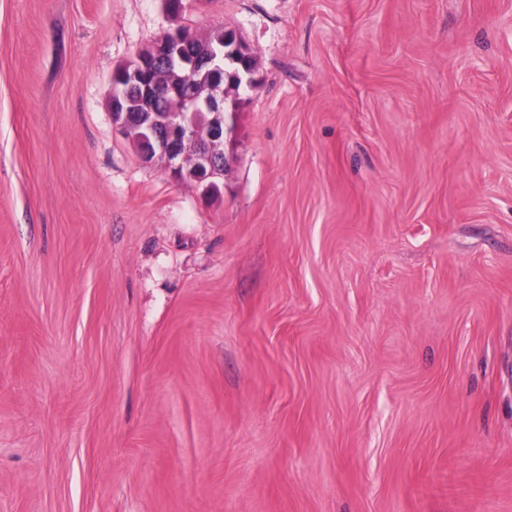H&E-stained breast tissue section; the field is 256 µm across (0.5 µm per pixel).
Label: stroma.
I'll return each mask as SVG.
<instances>
[{"mask_svg": "<svg viewBox=\"0 0 512 512\" xmlns=\"http://www.w3.org/2000/svg\"><path fill=\"white\" fill-rule=\"evenodd\" d=\"M0 0V512H512V0ZM237 29L224 196L110 78Z\"/></svg>", "mask_w": 512, "mask_h": 512, "instance_id": "35a3bbf8", "label": "stroma"}]
</instances>
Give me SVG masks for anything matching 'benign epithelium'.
<instances>
[{
  "label": "benign epithelium",
  "mask_w": 512,
  "mask_h": 512,
  "mask_svg": "<svg viewBox=\"0 0 512 512\" xmlns=\"http://www.w3.org/2000/svg\"><path fill=\"white\" fill-rule=\"evenodd\" d=\"M160 61L170 64L162 84L153 76ZM254 83V56L236 30L224 28L216 44L193 31H165L112 73V120L144 161L218 199L234 159L226 146L234 141L241 95ZM188 140L196 145L191 153L183 148Z\"/></svg>",
  "instance_id": "obj_1"
}]
</instances>
